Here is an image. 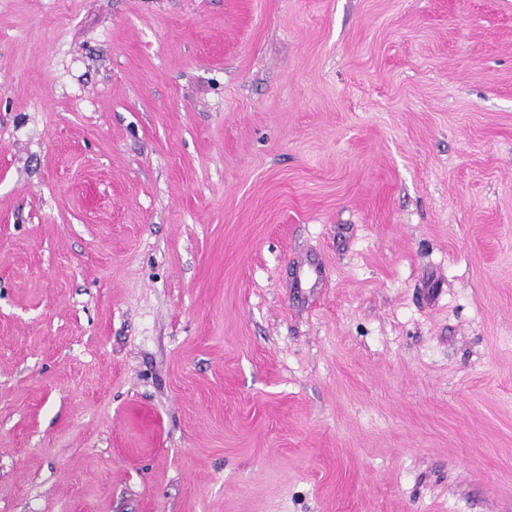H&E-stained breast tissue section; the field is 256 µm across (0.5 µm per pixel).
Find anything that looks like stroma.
<instances>
[{"instance_id":"stroma-1","label":"stroma","mask_w":512,"mask_h":512,"mask_svg":"<svg viewBox=\"0 0 512 512\" xmlns=\"http://www.w3.org/2000/svg\"><path fill=\"white\" fill-rule=\"evenodd\" d=\"M0 512H512V0H0Z\"/></svg>"}]
</instances>
